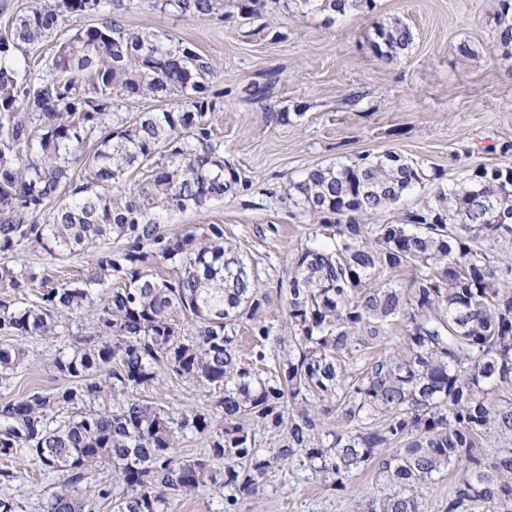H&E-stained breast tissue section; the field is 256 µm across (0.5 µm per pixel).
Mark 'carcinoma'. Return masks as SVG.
Returning a JSON list of instances; mask_svg holds the SVG:
<instances>
[{
	"mask_svg": "<svg viewBox=\"0 0 512 512\" xmlns=\"http://www.w3.org/2000/svg\"><path fill=\"white\" fill-rule=\"evenodd\" d=\"M0 36V292L43 288L39 302L0 316L11 337L57 334L61 311H90L96 331L52 361L72 383L32 391L0 407V456L33 458L63 477L44 512H86L80 484L108 464L125 486L115 512H167L170 500L224 480V512L254 495L270 470L310 469L340 492L372 466L385 493L362 512H421L434 477L463 465L443 512H512V266L490 250L512 238V163L483 166L445 183L443 174L387 151L309 170L288 199L311 221L280 284L291 332L288 353L265 378L242 363L236 323L252 337L254 362L268 360L271 326L258 317L267 296L247 265L224 243L219 224L182 235L160 228L159 214L201 209L236 195L249 179L224 161L206 116L215 102L202 83L211 64L187 41L150 31L127 33L106 19L56 45L52 78L21 76L17 54L41 44L59 19L90 17L107 0H32ZM305 16L333 22L375 0H292ZM264 0H163L179 16L234 7L259 13ZM501 46L512 48V0L489 18ZM414 42L399 18L375 27L371 47L398 60ZM173 97L162 112L112 126L114 94ZM98 132L92 150L89 136ZM35 150L37 157L20 155ZM431 197L389 224L383 214L414 188ZM69 200L46 212L49 201ZM76 281L52 283L48 272L17 270L6 259L29 245L64 258L112 238ZM152 262L170 278L149 273ZM408 268L403 282L399 272ZM122 286L111 288L112 280ZM111 288L97 297L100 288ZM191 316V335L181 320ZM403 327L399 348L391 331ZM24 351L0 344V377ZM203 386L224 387L217 407L174 409L130 402L91 410L108 386L134 389L156 367ZM73 409L58 421L53 406ZM343 425L323 432L331 417ZM283 434L275 448L256 447V427ZM203 437L210 456L179 454L180 438ZM494 438L500 447L490 450Z\"/></svg>",
	"mask_w": 512,
	"mask_h": 512,
	"instance_id": "obj_1",
	"label": "carcinoma"
}]
</instances>
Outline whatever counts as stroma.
<instances>
[{
  "mask_svg": "<svg viewBox=\"0 0 512 512\" xmlns=\"http://www.w3.org/2000/svg\"><path fill=\"white\" fill-rule=\"evenodd\" d=\"M374 10L353 12L335 23L302 16L290 0H267L245 19L223 13L177 16L162 0H131L111 16L125 31L170 34L193 43L213 66L206 80L216 102L207 119L220 153L250 180L243 193L211 201L200 210L163 215L165 232L180 235L198 224H219L224 239L257 276L267 302L261 316L273 335L288 337L285 300L293 250L311 229L309 218L288 199L287 185L311 168L394 151L436 167L450 183L483 165L512 162V58H505L488 23L497 0H375ZM409 22L410 49L395 62L370 47L374 28L389 17ZM97 17H62L53 41L28 53V76L49 77L54 41ZM477 57L463 59L461 45ZM267 87L265 97L250 86ZM288 120H280L281 112ZM96 254L55 259L20 250L13 267L32 265L79 278ZM58 334L25 341L22 364L0 381V404L32 390L54 391L67 378L52 368L59 352L95 332L92 316L60 313ZM151 385L106 390L96 407L115 409L128 402L173 408L209 409L223 391L205 388L158 368ZM58 475H45L32 458H0V497L17 512H44ZM371 469L354 474L344 492L327 487L311 471L271 472L258 495L241 498L239 512H359L361 501L379 496Z\"/></svg>",
  "mask_w": 512,
  "mask_h": 512,
  "instance_id": "35a3bbf8",
  "label": "stroma"
}]
</instances>
